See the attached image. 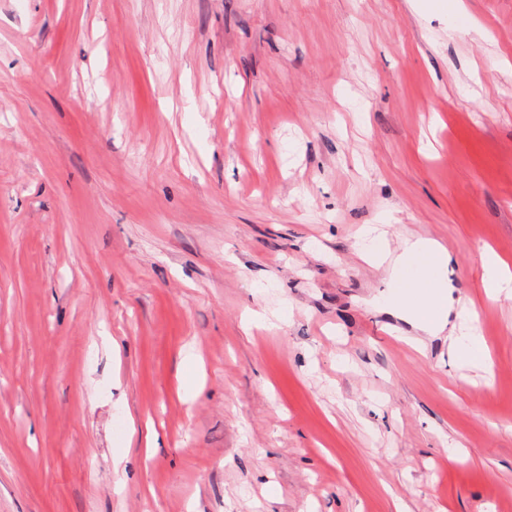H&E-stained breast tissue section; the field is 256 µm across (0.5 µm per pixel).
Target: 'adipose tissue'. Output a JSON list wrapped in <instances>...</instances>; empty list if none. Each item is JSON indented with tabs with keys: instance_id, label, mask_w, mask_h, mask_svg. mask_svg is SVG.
<instances>
[{
	"instance_id": "adipose-tissue-1",
	"label": "adipose tissue",
	"mask_w": 512,
	"mask_h": 512,
	"mask_svg": "<svg viewBox=\"0 0 512 512\" xmlns=\"http://www.w3.org/2000/svg\"><path fill=\"white\" fill-rule=\"evenodd\" d=\"M437 253L441 269L434 283L436 295L420 307H408L398 302L389 303V315L424 331L427 336L438 337L450 323L454 312V287L448 280L447 268L452 261L447 250L438 249L435 240L423 237H406L400 240L398 247L382 243L379 257L387 262L391 271H398L413 259Z\"/></svg>"
}]
</instances>
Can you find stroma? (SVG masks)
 I'll return each instance as SVG.
<instances>
[{
  "instance_id": "obj_1",
  "label": "stroma",
  "mask_w": 512,
  "mask_h": 512,
  "mask_svg": "<svg viewBox=\"0 0 512 512\" xmlns=\"http://www.w3.org/2000/svg\"><path fill=\"white\" fill-rule=\"evenodd\" d=\"M0 0V512H512V0ZM446 244L489 367L371 303ZM484 264L493 269L495 274L485 282L487 298L492 302H511L512 290L508 283L512 282V275L506 262L494 252H485Z\"/></svg>"
}]
</instances>
